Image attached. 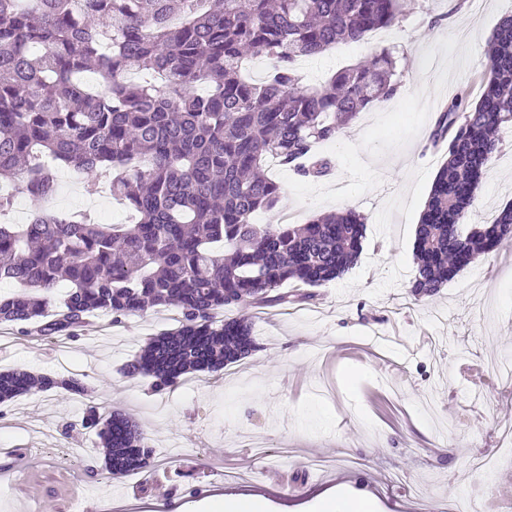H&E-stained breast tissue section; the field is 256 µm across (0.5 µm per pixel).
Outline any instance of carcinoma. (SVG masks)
Returning <instances> with one entry per match:
<instances>
[{
	"instance_id": "obj_1",
	"label": "carcinoma",
	"mask_w": 512,
	"mask_h": 512,
	"mask_svg": "<svg viewBox=\"0 0 512 512\" xmlns=\"http://www.w3.org/2000/svg\"><path fill=\"white\" fill-rule=\"evenodd\" d=\"M409 0H0V185L39 204L55 194L54 169L74 167L138 215L97 224L33 214L0 224V322L30 336L76 339L94 314L112 324L173 308L179 326L152 338L124 373L161 393L187 375L214 373L258 349L252 323L219 318L241 303L290 302L280 291L318 287L357 263L366 218L345 210L305 224H254L281 186L265 161L321 177L315 145L395 98L397 60L383 49L324 84L303 86L297 60L394 25ZM264 56L260 82L243 75ZM478 99L460 88L431 133L447 140L415 233V296L436 294L476 256L512 238V206L491 224L467 223L485 168L512 123V15L486 49ZM151 70L160 86L134 83ZM87 72L98 75L87 85ZM68 285L63 300L54 290ZM54 388L83 395L76 379L21 368L0 372V403ZM109 474L151 473L157 450L130 417L86 407Z\"/></svg>"
}]
</instances>
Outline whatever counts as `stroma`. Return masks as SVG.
<instances>
[{"instance_id":"35a3bbf8","label":"stroma","mask_w":512,"mask_h":512,"mask_svg":"<svg viewBox=\"0 0 512 512\" xmlns=\"http://www.w3.org/2000/svg\"><path fill=\"white\" fill-rule=\"evenodd\" d=\"M512 0H415L385 30L300 59L310 86L384 47L403 58L401 93L363 112L350 128L319 145L333 160L318 180L270 160L282 186L272 210L254 218L307 223L318 214L352 209L366 216L363 251L343 278L317 287L313 300L257 308H225V318L252 322L258 351L224 373L192 376L176 390L153 392L124 365L147 339L176 328L162 308L112 324L92 319L85 333L57 348L53 340L18 335L0 323V370L24 368L83 382L89 395L61 389L17 397L0 419V455L26 453L37 484L0 480V512H206L214 496L258 497L266 512H319L327 495L366 498L374 512H488L512 502V450L497 431L512 427V381L484 369L512 365V240L476 258L436 296L415 297V227L443 157L429 147L436 118L458 88L477 86L486 46ZM501 154L488 166L470 214L492 223L512 204V124L500 131ZM58 194L42 205L53 215L77 212L89 199L128 214L108 189L58 167ZM132 415L158 450L163 481L145 473L108 474L94 433L62 436V422H80L86 406ZM86 445L82 462L62 456L70 440ZM499 450L495 470L472 461ZM96 478H89L88 470ZM304 474L281 489L278 472Z\"/></svg>"}]
</instances>
